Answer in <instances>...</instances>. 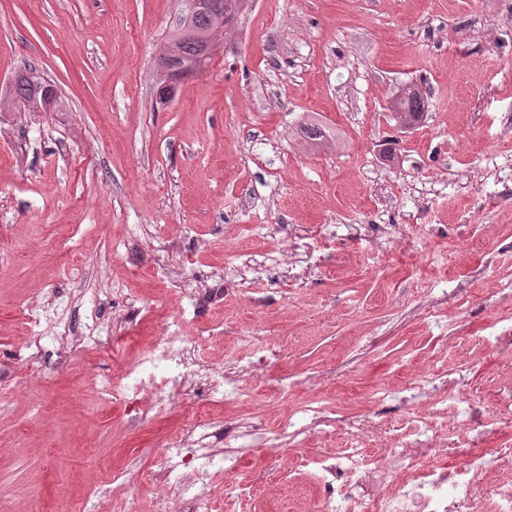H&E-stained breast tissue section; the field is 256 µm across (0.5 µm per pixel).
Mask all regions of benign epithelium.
Returning a JSON list of instances; mask_svg holds the SVG:
<instances>
[{
	"label": "benign epithelium",
	"mask_w": 512,
	"mask_h": 512,
	"mask_svg": "<svg viewBox=\"0 0 512 512\" xmlns=\"http://www.w3.org/2000/svg\"><path fill=\"white\" fill-rule=\"evenodd\" d=\"M187 11L191 15L210 13L215 22L209 33L197 36L198 52L193 58L185 59L178 55L173 48H166L160 54L158 66L164 76V83L159 88L158 99L164 104L169 102L175 94L176 81L173 73L203 71L209 57L212 56L214 47L224 38L226 18L216 12L211 0H187Z\"/></svg>",
	"instance_id": "obj_1"
}]
</instances>
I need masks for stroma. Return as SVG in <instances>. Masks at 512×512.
<instances>
[{
	"label": "stroma",
	"mask_w": 512,
	"mask_h": 512,
	"mask_svg": "<svg viewBox=\"0 0 512 512\" xmlns=\"http://www.w3.org/2000/svg\"><path fill=\"white\" fill-rule=\"evenodd\" d=\"M186 12L0 0V90L29 65L63 103L0 100V512H110L124 493L151 512L177 432L190 468L247 447L210 512L256 479L253 512H299L304 450L264 442L296 407L393 427L405 403L369 400L387 379L431 363L481 399L503 383L482 338L512 317V0H246L163 104L157 59ZM410 84L428 107L406 130L391 104ZM312 121L331 137L310 143ZM448 288L465 307L428 311ZM176 318L202 362L260 361L249 399L198 389L159 414L106 393Z\"/></svg>",
	"instance_id": "1"
}]
</instances>
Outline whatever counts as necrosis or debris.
<instances>
[{
	"label": "necrosis or debris",
	"instance_id": "4bbe7bcc",
	"mask_svg": "<svg viewBox=\"0 0 512 512\" xmlns=\"http://www.w3.org/2000/svg\"><path fill=\"white\" fill-rule=\"evenodd\" d=\"M151 366L148 376L131 371L112 396L128 400L145 384H159L154 399L166 408L187 384L207 381L215 393L240 399L252 373V363L238 364L234 378L218 375L186 351H174L171 337H159L144 357ZM415 388L427 396L426 411L409 412L407 427L394 428L382 438V452L367 443L378 437V427L367 413L341 415L321 401L303 404L282 431L289 445L312 438L316 431L340 428L344 446L332 457L319 452L306 456V467L320 479L318 490L307 502L306 512H448L457 503L459 512H512V443L494 451L493 460L474 454L462 466L446 470L437 463L444 438H465L472 432L495 433L503 411L512 409V391L497 408L481 410L466 400L447 373L421 370Z\"/></svg>",
	"mask_w": 512,
	"mask_h": 512
}]
</instances>
